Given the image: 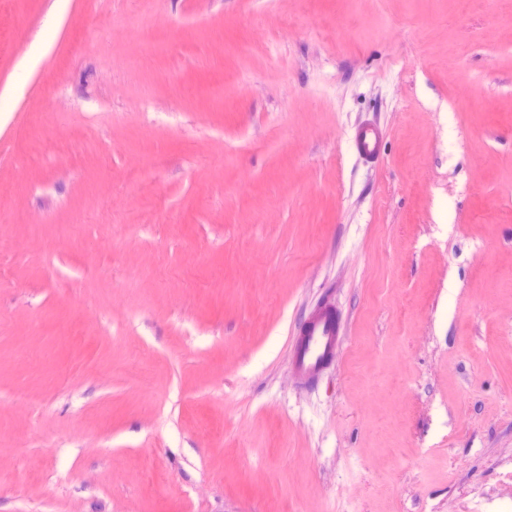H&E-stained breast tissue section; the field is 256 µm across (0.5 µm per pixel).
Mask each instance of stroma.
Returning a JSON list of instances; mask_svg holds the SVG:
<instances>
[{
  "instance_id": "35a3bbf8",
  "label": "stroma",
  "mask_w": 512,
  "mask_h": 512,
  "mask_svg": "<svg viewBox=\"0 0 512 512\" xmlns=\"http://www.w3.org/2000/svg\"><path fill=\"white\" fill-rule=\"evenodd\" d=\"M511 507L512 0H0V512ZM342 347L341 327L336 311L320 308L301 328L293 346L292 367L297 379L313 385L336 359Z\"/></svg>"
}]
</instances>
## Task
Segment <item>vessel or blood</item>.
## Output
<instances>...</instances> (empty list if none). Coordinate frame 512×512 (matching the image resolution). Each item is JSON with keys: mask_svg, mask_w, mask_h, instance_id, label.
Instances as JSON below:
<instances>
[{"mask_svg": "<svg viewBox=\"0 0 512 512\" xmlns=\"http://www.w3.org/2000/svg\"><path fill=\"white\" fill-rule=\"evenodd\" d=\"M342 347L341 327L331 307L320 308L301 328L293 346L292 367L297 379L315 384Z\"/></svg>", "mask_w": 512, "mask_h": 512, "instance_id": "obj_1", "label": "vessel or blood"}]
</instances>
